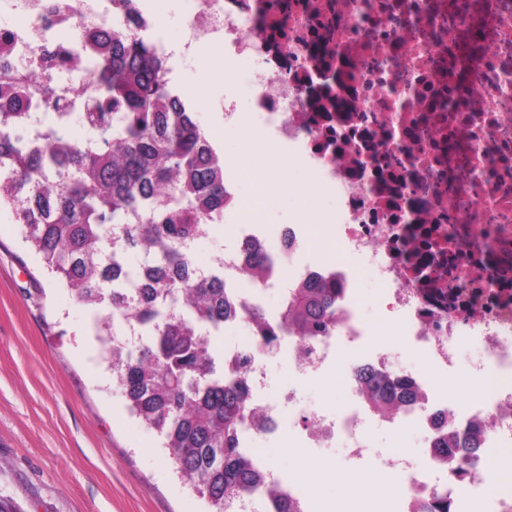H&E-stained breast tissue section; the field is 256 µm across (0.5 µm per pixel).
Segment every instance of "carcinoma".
Returning <instances> with one entry per match:
<instances>
[{
	"instance_id": "cac0c4a2",
	"label": "carcinoma",
	"mask_w": 512,
	"mask_h": 512,
	"mask_svg": "<svg viewBox=\"0 0 512 512\" xmlns=\"http://www.w3.org/2000/svg\"><path fill=\"white\" fill-rule=\"evenodd\" d=\"M96 52L94 106L63 112L62 89L51 77L0 63V207H10L25 241L47 270L94 315V331L132 414L156 432L176 472L207 505L228 512L243 491L262 482L251 453L240 447L256 415L244 376L224 380L213 335L231 312L224 275L192 265L189 250L224 219V158L196 122L147 38L121 41L100 26L86 35ZM462 50H485L475 29ZM52 108L55 122L27 140L31 110ZM85 135L75 140L72 123ZM141 249L153 256L147 279L120 284L119 261ZM245 272L269 271L247 244ZM336 289L308 282L287 290L278 324L262 313L249 324L267 348L288 331L316 336L335 321ZM136 320L145 335L131 350L121 340ZM367 403L382 416L413 400L410 384L370 375ZM434 452L475 468L478 432L454 433Z\"/></svg>"
}]
</instances>
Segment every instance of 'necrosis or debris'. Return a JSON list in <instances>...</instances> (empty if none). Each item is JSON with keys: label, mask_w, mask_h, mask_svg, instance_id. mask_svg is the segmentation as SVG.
<instances>
[{"label": "necrosis or debris", "mask_w": 512, "mask_h": 512, "mask_svg": "<svg viewBox=\"0 0 512 512\" xmlns=\"http://www.w3.org/2000/svg\"><path fill=\"white\" fill-rule=\"evenodd\" d=\"M26 23L10 26L0 60L31 65L45 43L70 60H92L65 36L101 24L125 33L134 12L137 34L150 38L166 63L206 43L219 55L257 63V74L234 73L252 94V111L278 149L298 156L313 176L302 194L328 191L336 202L335 242L314 261L295 262L285 235L307 250L313 231L282 227L281 237L258 224L236 225L235 246L222 255L230 323L261 309V290L308 280L336 283V323L322 336H282L271 350L257 335L224 351V375L245 374L258 423L242 433L268 483L299 502L311 496L277 474L260 441L296 431L305 448L343 445L353 458L371 447L376 425L393 439L410 431L427 444L440 437L441 416L455 428L479 430L483 448L473 474L460 477L434 452L424 458L392 448L375 462L399 480L402 512L447 499L451 512H512V491L491 490L497 449L512 447V0H483L489 51L463 61L465 95L448 74V51L473 21L448 0H191L181 46L165 40L149 0H8ZM253 242L271 271L259 280L243 272L241 246ZM379 287L382 314L397 330L390 347L369 348L371 329L360 311V284ZM479 353L460 390L479 387L477 401L449 400L435 376L455 371L460 349ZM420 364L401 367L402 352ZM278 356L284 377L266 391L265 361ZM407 380L414 401L382 421L366 402L360 369ZM336 372L347 385L334 411L297 409L298 382Z\"/></svg>", "instance_id": "4bbe7bcc"}]
</instances>
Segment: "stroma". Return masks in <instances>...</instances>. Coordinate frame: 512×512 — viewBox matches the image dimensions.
Masks as SVG:
<instances>
[{
	"mask_svg": "<svg viewBox=\"0 0 512 512\" xmlns=\"http://www.w3.org/2000/svg\"><path fill=\"white\" fill-rule=\"evenodd\" d=\"M213 53L202 45L174 64L179 86L207 133L222 123L218 105L224 98L236 97L239 111L251 109L249 98L237 96L233 81L214 65ZM261 131L254 120L225 129L213 144L226 162L247 172L237 198L252 196L273 177L284 181V190L266 199L261 217L266 234L277 235L285 224L335 220L327 191L305 198L292 192V185L311 181L300 160L290 158L281 170L257 168L248 145ZM247 221L239 211L231 223L211 225L193 247V264L212 266L233 243L230 224ZM91 325L88 309L60 288L27 248L12 211L1 210L0 499L16 512H205L204 501L176 474L158 435L129 414ZM343 401V382L332 373L302 383L295 404L333 411ZM390 445L381 429L361 461L339 446L309 452L306 490H317L328 504L340 501L347 489L343 475L369 468L375 449Z\"/></svg>",
	"mask_w": 512,
	"mask_h": 512,
	"instance_id": "stroma-1",
	"label": "stroma"
}]
</instances>
